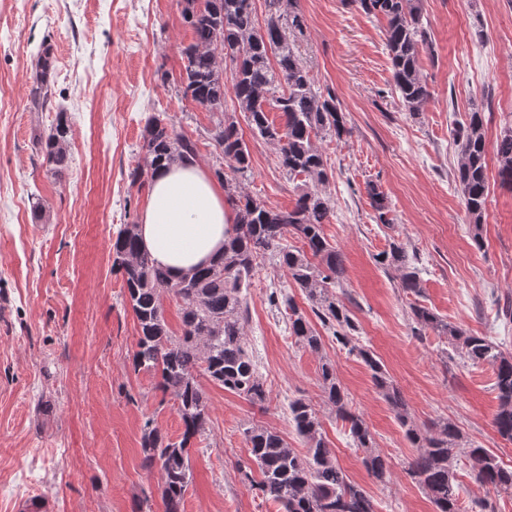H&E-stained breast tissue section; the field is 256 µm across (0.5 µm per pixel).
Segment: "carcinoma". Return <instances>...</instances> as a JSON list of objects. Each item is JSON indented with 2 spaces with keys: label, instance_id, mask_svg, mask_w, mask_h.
I'll return each instance as SVG.
<instances>
[{
  "label": "carcinoma",
  "instance_id": "carcinoma-1",
  "mask_svg": "<svg viewBox=\"0 0 512 512\" xmlns=\"http://www.w3.org/2000/svg\"><path fill=\"white\" fill-rule=\"evenodd\" d=\"M182 18L192 41L181 50L176 80L183 98L216 117L208 130L219 164L215 178L224 186L235 224L224 239V253L215 262L181 279L141 251L137 225L121 227L112 244V269L122 276L126 297L137 323L133 368L158 377L157 389L170 396L182 422L177 440L165 436L153 421L144 423L141 436L143 464L160 472L159 489L164 512H183L185 495L193 481L190 448L202 437L209 421L205 393L198 376L261 409L269 390L247 348L245 326L249 321L247 295L262 261L272 260L285 271L293 287L336 341L349 348L370 370L374 385L389 403L405 436L417 448L408 461L407 474L424 491L434 512H461L453 462L461 439L458 426L447 419L421 428L414 423L399 390L381 361L368 348L351 343L356 325L342 300L345 259L324 233L334 207L326 187L330 181L327 158L318 146L326 138L341 141L351 135L347 116L336 95L322 91L296 51V39L304 34L305 18L297 0H265L267 18L259 25L254 0H182ZM364 14L386 20L385 46L391 79L401 105L421 111L429 97L419 69V49L428 43L423 23L422 0H352ZM49 53L40 56V79L35 97L46 100L51 86L46 80ZM231 84L233 110L245 114L253 134L273 146L277 166L299 191L294 206L277 208L251 197L243 181L251 173L248 144L235 116L226 112L225 88ZM279 114V121L269 112ZM485 112L468 113L454 130L459 160L454 179L458 183L472 227V240L482 247V221L487 202ZM70 124L57 113L56 124L38 146L44 161L62 173L68 160ZM141 162L129 178L143 188L153 173L174 164L198 159V141L186 134L165 112L152 115L141 132ZM498 175L512 189V129L497 141ZM370 205L383 224L389 207L379 188L367 184ZM296 239L301 246L289 243ZM377 262L398 273L407 293L421 292L420 270L414 258L397 243L377 255ZM172 297L181 307V335L175 336L164 316L163 300ZM283 301L288 309L289 331L296 342L313 354L323 350L322 336L307 313L291 295ZM413 320L456 342L461 357L473 364L488 362L495 368L498 409L493 426L512 441V354L495 348L483 336L470 335L452 326L433 311L412 308ZM323 403L345 423L356 447L364 452L363 465L382 481L390 471L388 460L375 451L374 436L366 421L352 409L336 367L323 357L320 365ZM297 435L307 448L298 453L277 431L252 425L243 431L252 465L260 480L262 497L281 507V512H376L372 498L351 482L339 466L312 404L297 398L288 405ZM474 481L481 487L512 492V467L474 442L467 448Z\"/></svg>",
  "mask_w": 512,
  "mask_h": 512
}]
</instances>
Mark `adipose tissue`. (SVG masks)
<instances>
[{
    "mask_svg": "<svg viewBox=\"0 0 512 512\" xmlns=\"http://www.w3.org/2000/svg\"><path fill=\"white\" fill-rule=\"evenodd\" d=\"M234 216L224 192L199 164L157 170L138 234L142 247L181 278L217 258Z\"/></svg>",
    "mask_w": 512,
    "mask_h": 512,
    "instance_id": "adipose-tissue-1",
    "label": "adipose tissue"
}]
</instances>
